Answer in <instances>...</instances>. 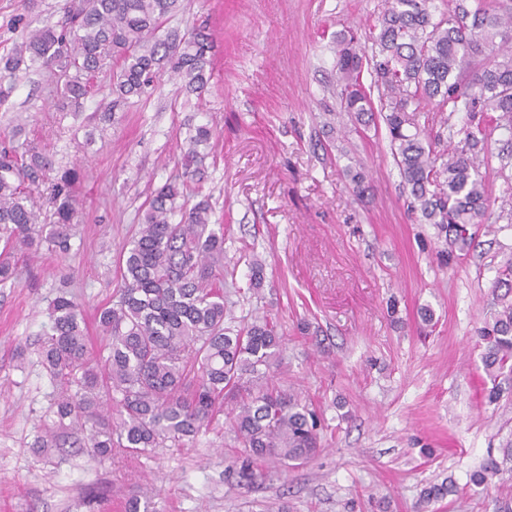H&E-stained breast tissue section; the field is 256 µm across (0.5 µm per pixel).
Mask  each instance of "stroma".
<instances>
[{"mask_svg":"<svg viewBox=\"0 0 512 512\" xmlns=\"http://www.w3.org/2000/svg\"><path fill=\"white\" fill-rule=\"evenodd\" d=\"M77 2L36 0L27 12L22 0H0V56L14 46L17 20L55 26ZM384 8L385 0H185L165 28L212 32L205 93L188 98L167 82L108 121L99 97L64 108L48 70L20 74L0 105V134L23 125L17 155L38 147L76 168L80 212L68 253L19 251L15 277L0 284V512H124V490L142 483L160 512H416L421 490L446 479L455 495L429 512H494L512 498V481L469 485L512 434V401H482L478 345L491 283L512 256V225L445 265L443 236L407 205L384 123L357 127L346 115L335 35L349 30L371 46ZM203 123L217 137L200 191L224 233L233 315L279 323L286 350L276 375L324 420L314 460L250 489L231 471L241 447L220 418L145 456L96 462L70 431L62 447L34 446L52 422L55 385L40 357L50 302L62 290L75 296L89 346L101 353L96 314L117 296L119 254L146 199L180 173L188 125ZM355 171L369 185L361 198ZM252 253L265 264L255 293Z\"/></svg>","mask_w":512,"mask_h":512,"instance_id":"1","label":"stroma"}]
</instances>
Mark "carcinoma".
<instances>
[{"label":"carcinoma","mask_w":512,"mask_h":512,"mask_svg":"<svg viewBox=\"0 0 512 512\" xmlns=\"http://www.w3.org/2000/svg\"><path fill=\"white\" fill-rule=\"evenodd\" d=\"M184 0H82L61 23L22 34L0 57V103L12 93L6 79L38 64L56 77L62 103L78 107L98 90L97 74L113 65L104 107L142 97L166 71L180 90L201 95L211 77V34L198 28L179 38L160 34L164 20ZM430 0H387L371 54L354 36H336V76L351 121L368 126L380 112L401 176L410 188V210L422 224L445 234L448 261L475 247L474 227L493 232L490 194L480 169L488 159L491 130L508 131L512 142V0L497 6L454 0L435 18ZM374 60L380 107L360 81L363 60ZM466 113L463 145L439 150L442 133L429 128V113ZM212 128L189 130L182 152V180L169 181L144 203L141 224L119 259L122 288L99 309L98 328L107 354L88 350L80 305L61 291L49 305V331L42 364L57 393L55 421L37 436L39 448H55L58 429L91 428L87 451L95 461L120 452L145 455L179 445L209 429L223 412L243 453L235 473L246 486L280 467L313 460L320 451L321 418L301 392L280 387L271 369L281 360L284 338L263 318L235 324L224 296V233L211 227L209 199L193 200L188 183L204 179L200 147ZM76 170L56 166L49 153L18 160L0 150V282L12 278V250L70 249L78 213L72 192ZM49 184L52 221L42 219L32 194ZM265 265L250 264L248 289H260ZM493 302L481 343L482 398L495 405L512 397V259L497 271ZM494 458L470 475L481 488L494 479L512 481V437ZM456 490L453 482L431 484L420 503L428 506ZM153 488L138 486L125 512H158Z\"/></svg>","instance_id":"cac0c4a2"}]
</instances>
